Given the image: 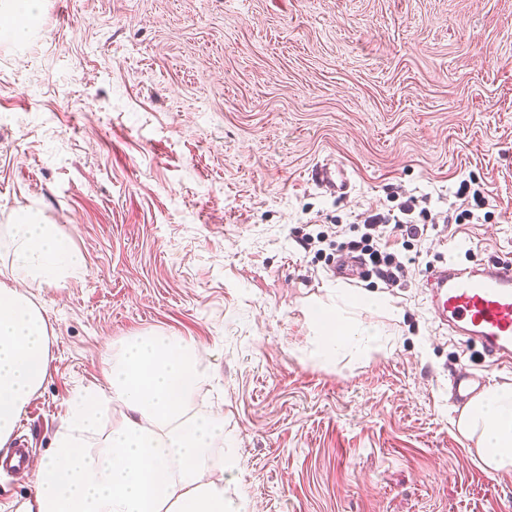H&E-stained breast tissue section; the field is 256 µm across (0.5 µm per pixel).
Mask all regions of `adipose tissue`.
<instances>
[{"instance_id": "obj_1", "label": "adipose tissue", "mask_w": 512, "mask_h": 512, "mask_svg": "<svg viewBox=\"0 0 512 512\" xmlns=\"http://www.w3.org/2000/svg\"><path fill=\"white\" fill-rule=\"evenodd\" d=\"M7 234L12 281L0 283V446L52 361V329L33 291L84 266L57 225L24 216ZM388 306L382 297L337 289L335 305L312 313L328 326L319 357H363L384 347V331L350 312ZM212 373L207 350L183 337L152 331L126 339L112 356L105 386L70 401L21 512H237L224 498L223 472L208 464L212 448L224 442V422L196 401ZM112 402L126 414L104 433L99 409ZM456 427L476 438L487 468L512 470V385H489L464 406Z\"/></svg>"}]
</instances>
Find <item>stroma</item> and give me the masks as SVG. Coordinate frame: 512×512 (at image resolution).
<instances>
[{"mask_svg":"<svg viewBox=\"0 0 512 512\" xmlns=\"http://www.w3.org/2000/svg\"><path fill=\"white\" fill-rule=\"evenodd\" d=\"M27 26L0 39V228L37 214L85 267L34 292L53 360L0 512L69 401L150 331L208 350L210 464L244 512H504L512 471L485 467L448 394L471 352L420 283L450 255L512 258V0H41ZM328 160L348 195L314 184ZM469 177L487 218L445 223ZM411 195L432 227L408 287H354L388 299L353 316L391 349L320 361L310 313L335 300L336 252L297 228Z\"/></svg>","mask_w":512,"mask_h":512,"instance_id":"stroma-1","label":"stroma"}]
</instances>
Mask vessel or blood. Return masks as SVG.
I'll use <instances>...</instances> for the list:
<instances>
[{
	"label": "vessel or blood",
	"instance_id": "obj_1",
	"mask_svg": "<svg viewBox=\"0 0 512 512\" xmlns=\"http://www.w3.org/2000/svg\"><path fill=\"white\" fill-rule=\"evenodd\" d=\"M314 183L342 193L350 180L341 165H319ZM422 286L429 313L439 328L462 337L482 358L512 366V261L472 267L456 260L428 269ZM485 377L467 366L451 374V394L463 402L481 392Z\"/></svg>",
	"mask_w": 512,
	"mask_h": 512
}]
</instances>
